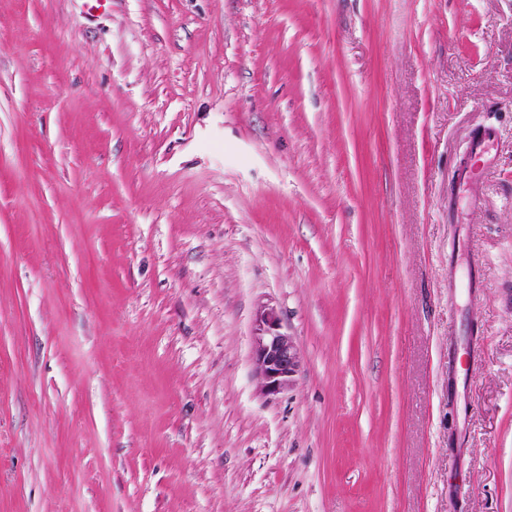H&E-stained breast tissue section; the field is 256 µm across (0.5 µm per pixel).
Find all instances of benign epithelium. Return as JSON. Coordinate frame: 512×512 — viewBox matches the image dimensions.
Instances as JSON below:
<instances>
[{
  "mask_svg": "<svg viewBox=\"0 0 512 512\" xmlns=\"http://www.w3.org/2000/svg\"><path fill=\"white\" fill-rule=\"evenodd\" d=\"M253 359L265 395L276 396L288 389L300 368V353L293 337L283 330L273 308L256 318Z\"/></svg>",
  "mask_w": 512,
  "mask_h": 512,
  "instance_id": "benign-epithelium-1",
  "label": "benign epithelium"
}]
</instances>
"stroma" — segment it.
I'll use <instances>...</instances> for the list:
<instances>
[{
    "instance_id": "35a3bbf8",
    "label": "stroma",
    "mask_w": 512,
    "mask_h": 512,
    "mask_svg": "<svg viewBox=\"0 0 512 512\" xmlns=\"http://www.w3.org/2000/svg\"><path fill=\"white\" fill-rule=\"evenodd\" d=\"M0 512H512V0H0ZM253 359L266 396L288 389L300 368V353L293 337L283 330L274 308L265 307L256 318Z\"/></svg>"
}]
</instances>
